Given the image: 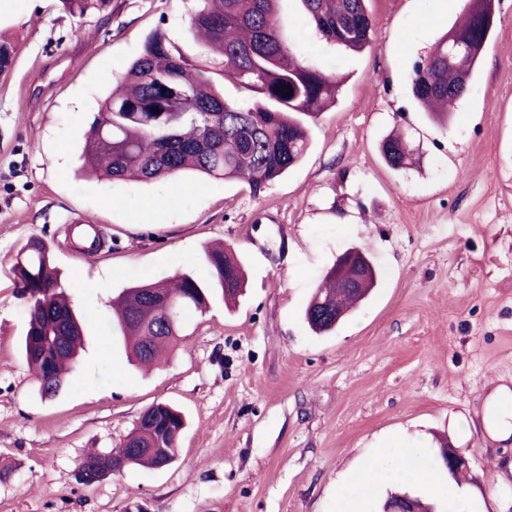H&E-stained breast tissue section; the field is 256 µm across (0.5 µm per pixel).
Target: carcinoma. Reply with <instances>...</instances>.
I'll return each mask as SVG.
<instances>
[{"label": "carcinoma", "instance_id": "1", "mask_svg": "<svg viewBox=\"0 0 512 512\" xmlns=\"http://www.w3.org/2000/svg\"><path fill=\"white\" fill-rule=\"evenodd\" d=\"M292 19L296 37L285 39L278 23L280 0H201L190 30L223 56L224 75L258 93L243 106L224 99L200 67L170 45L159 30L144 40L140 56L116 78L85 133L82 169L112 182H153L192 170L205 180L239 179L257 196L298 163L309 145V132L298 115L315 114L336 104L340 79L332 69L310 64L308 34L352 52L371 44L373 22L368 0H300ZM64 11L83 18L101 13L110 0H61ZM493 0L470 6L416 66L411 93L421 111L445 127L448 116L470 93L493 23ZM464 40L457 56L450 39ZM16 46L0 40V75L8 73ZM291 93L288 98L285 93ZM408 141L401 134L381 144L386 165L404 168ZM206 276L175 272L124 289L112 299V326L123 337L132 364L151 365L178 343L190 311L205 312L219 293L232 301L243 287L239 261L224 246L205 252ZM18 284L28 295L29 321L22 340L23 360L43 396L64 385L83 349L84 322L61 287L50 247L28 241L15 264ZM370 268L354 289L336 287L333 271L318 284L304 311L309 327L328 332L352 314L377 284ZM186 428L181 410L153 403L126 436L121 458L111 452L88 454L79 480L90 484L131 464L157 469L172 463Z\"/></svg>", "mask_w": 512, "mask_h": 512}]
</instances>
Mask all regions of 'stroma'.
I'll use <instances>...</instances> for the list:
<instances>
[{
	"instance_id": "stroma-1",
	"label": "stroma",
	"mask_w": 512,
	"mask_h": 512,
	"mask_svg": "<svg viewBox=\"0 0 512 512\" xmlns=\"http://www.w3.org/2000/svg\"><path fill=\"white\" fill-rule=\"evenodd\" d=\"M198 4L111 0L80 19L60 0H0V33L18 45L0 76V512H340V492L360 499L354 479L373 464L380 478L361 508L376 512L404 452L439 502L512 512V437L491 439L477 418L487 388L512 382V0H494L480 72L447 128L417 108L409 76L467 0H369L371 47L310 52L345 81L335 107L305 117L303 160L260 196L187 174L83 179L98 104L154 30L209 67L227 101L255 100L193 40ZM395 128L414 146L400 171L379 152ZM159 198L166 211L153 210ZM77 218L101 235L93 257L69 242ZM32 238L50 245L87 319L80 362L53 397L19 353L29 302L13 266ZM213 241L241 260L243 296L189 314L167 363L129 365L112 297L176 270L203 274ZM353 247L379 268L375 293L315 333L304 306ZM155 402L188 417L175 462L79 482L86 453L118 444ZM441 436L472 482L438 469Z\"/></svg>"
}]
</instances>
